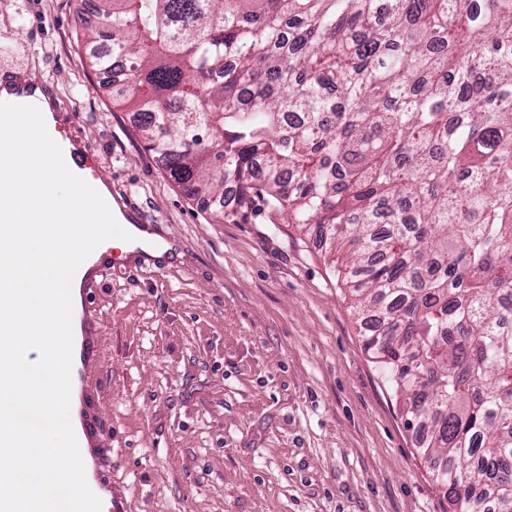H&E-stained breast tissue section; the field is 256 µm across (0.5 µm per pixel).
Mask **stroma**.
<instances>
[{
    "mask_svg": "<svg viewBox=\"0 0 512 512\" xmlns=\"http://www.w3.org/2000/svg\"><path fill=\"white\" fill-rule=\"evenodd\" d=\"M87 0H0L67 136L178 259L95 284L89 390L122 512H448L315 237L170 179L90 67Z\"/></svg>",
    "mask_w": 512,
    "mask_h": 512,
    "instance_id": "stroma-1",
    "label": "stroma"
}]
</instances>
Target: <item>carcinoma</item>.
<instances>
[{
	"mask_svg": "<svg viewBox=\"0 0 512 512\" xmlns=\"http://www.w3.org/2000/svg\"><path fill=\"white\" fill-rule=\"evenodd\" d=\"M88 38L176 184L316 230L448 512H512V0H101Z\"/></svg>",
	"mask_w": 512,
	"mask_h": 512,
	"instance_id": "1",
	"label": "carcinoma"
}]
</instances>
